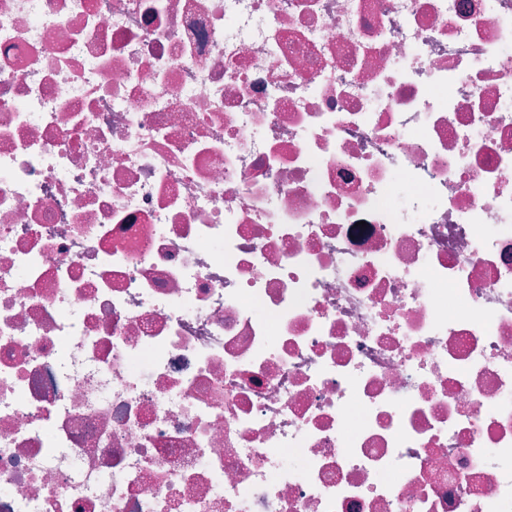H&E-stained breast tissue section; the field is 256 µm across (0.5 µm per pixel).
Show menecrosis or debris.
Segmentation results:
<instances>
[{
  "label": "necrosis or debris",
  "instance_id": "necrosis-or-debris-1",
  "mask_svg": "<svg viewBox=\"0 0 512 512\" xmlns=\"http://www.w3.org/2000/svg\"><path fill=\"white\" fill-rule=\"evenodd\" d=\"M512 0H0V512H512Z\"/></svg>",
  "mask_w": 512,
  "mask_h": 512
}]
</instances>
